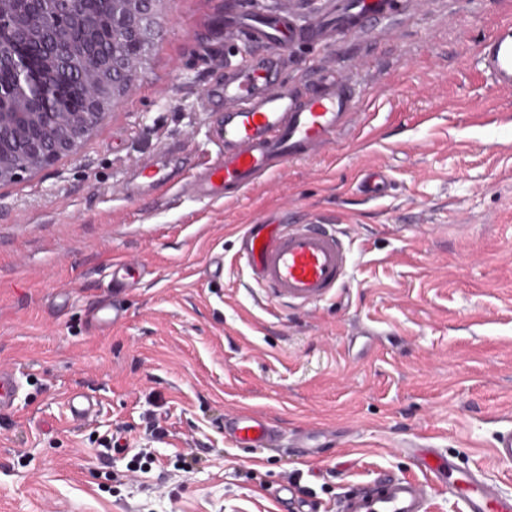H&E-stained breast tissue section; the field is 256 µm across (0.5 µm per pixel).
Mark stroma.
<instances>
[{
	"label": "stroma",
	"instance_id": "35a3bbf8",
	"mask_svg": "<svg viewBox=\"0 0 512 512\" xmlns=\"http://www.w3.org/2000/svg\"><path fill=\"white\" fill-rule=\"evenodd\" d=\"M328 6L163 0V34L106 121L0 186V364L17 382L0 512H336L381 477L422 482L426 512H460L409 441L512 496V462L490 456L512 427V90L477 62L512 0H394L373 29L288 43V89L323 68L356 89L338 147L228 199L187 186L224 149L225 72L263 52L225 17L285 10L303 29ZM376 165L390 185L369 199ZM262 222L335 231L343 289L311 309L267 300L240 252ZM107 299L126 315L104 331ZM77 391L97 402L85 422ZM243 407L280 448L225 433Z\"/></svg>",
	"mask_w": 512,
	"mask_h": 512
}]
</instances>
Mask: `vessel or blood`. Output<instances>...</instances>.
Returning a JSON list of instances; mask_svg holds the SVG:
<instances>
[{
  "label": "vessel or blood",
  "mask_w": 512,
  "mask_h": 512,
  "mask_svg": "<svg viewBox=\"0 0 512 512\" xmlns=\"http://www.w3.org/2000/svg\"><path fill=\"white\" fill-rule=\"evenodd\" d=\"M386 7L385 0H344L331 22L316 26L315 32L329 39L339 27L371 28ZM227 24L249 28V40L262 45L264 53L224 80V153L191 181L194 189L213 196L249 187L273 168L337 145L356 107L353 86L328 70L303 93L280 87L274 57L294 36L287 16L231 18ZM477 60L493 85L512 89L511 16L482 43ZM241 246L256 282L277 300L318 303L337 290L347 274L345 244L317 224H251ZM232 435L239 443L263 448L277 440L274 429L254 412L236 414ZM408 449L419 469L447 477L448 491L458 496L461 512H512V498L504 497L496 483L460 468L438 449L415 443ZM337 512H424V490L412 479H385L345 495Z\"/></svg>",
  "instance_id": "1"
}]
</instances>
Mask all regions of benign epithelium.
<instances>
[{"instance_id":"obj_1","label":"benign epithelium","mask_w":512,"mask_h":512,"mask_svg":"<svg viewBox=\"0 0 512 512\" xmlns=\"http://www.w3.org/2000/svg\"><path fill=\"white\" fill-rule=\"evenodd\" d=\"M162 0H0V185L76 153L129 91L161 36ZM85 84L84 109L69 111L52 82Z\"/></svg>"}]
</instances>
